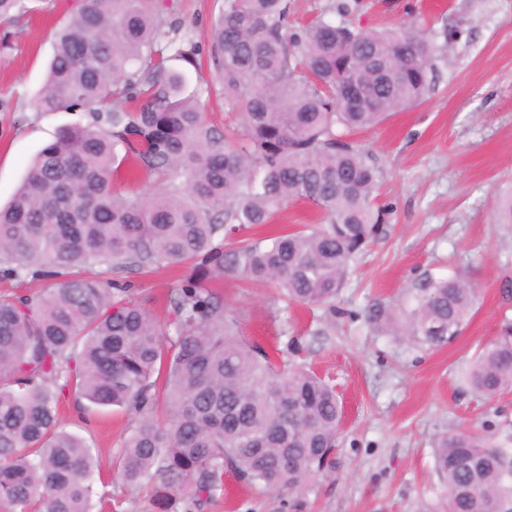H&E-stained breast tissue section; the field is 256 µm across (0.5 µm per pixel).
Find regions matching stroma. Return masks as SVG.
Wrapping results in <instances>:
<instances>
[{"label":"stroma","instance_id":"stroma-1","mask_svg":"<svg viewBox=\"0 0 512 512\" xmlns=\"http://www.w3.org/2000/svg\"><path fill=\"white\" fill-rule=\"evenodd\" d=\"M361 26L424 23L447 45L434 89L422 103L393 113L356 138L383 170L381 204L392 213L381 233L352 263L336 306V326L322 310L283 307L275 288L231 277L213 281L236 309L243 336L263 344L289 337L288 358L305 363L343 401L335 464L311 480V512H414L419 500L444 494L434 440L473 428L501 443L512 437V393L488 401L463 380L480 346L512 320V224L497 223L494 200L512 190V0H347ZM29 12L0 22V204H6L34 155L67 125L90 123L85 112H38L56 28L71 0H28ZM221 0H151L171 39L207 47ZM183 62L189 89L209 84L200 101L216 128L231 124L206 56ZM189 265L132 275L141 304L163 313L164 300ZM466 271L479 300L463 333L429 349L379 336L359 314L375 302L397 309L421 277ZM67 430L94 445L109 473L128 433V414L84 415L74 401L60 407ZM227 493L202 512H277L273 494L226 475ZM101 512H161L120 481L97 484Z\"/></svg>","mask_w":512,"mask_h":512}]
</instances>
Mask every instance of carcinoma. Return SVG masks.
Returning <instances> with one entry per match:
<instances>
[{"mask_svg":"<svg viewBox=\"0 0 512 512\" xmlns=\"http://www.w3.org/2000/svg\"><path fill=\"white\" fill-rule=\"evenodd\" d=\"M23 11L24 0H0L1 20ZM349 12L331 3L294 28L288 0H222L210 60L237 123L221 132L198 106L205 89L186 94V75L168 66H196V43L173 45L148 0H76L33 105L92 122L61 128L0 206V278H57L45 293L0 296V503L92 512V446L59 416L74 394L130 415L113 474L167 512L224 495L228 472L277 494L281 512H307L310 481L334 460L336 389L241 336L206 283L272 285L336 322L350 264L385 215L383 172L352 133L421 103L434 84L419 69L444 57L413 21L377 29L327 18ZM354 71L373 89L361 108L347 104ZM297 200L320 222L247 237ZM185 262L162 321L131 285L84 276ZM407 294L402 309L375 302L362 317L427 347L459 336L479 298L461 273L427 275ZM466 381L488 400L512 392L511 322L480 347ZM434 457L447 492L416 512H512V448L458 430L437 438Z\"/></svg>","mask_w":512,"mask_h":512,"instance_id":"1","label":"carcinoma"}]
</instances>
